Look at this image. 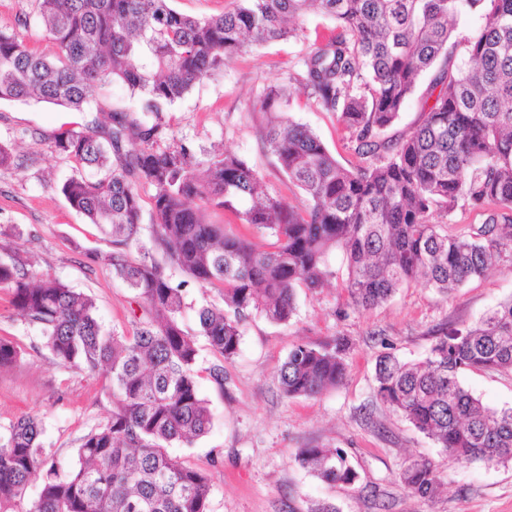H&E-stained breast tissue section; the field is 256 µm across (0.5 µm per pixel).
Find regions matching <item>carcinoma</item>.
I'll use <instances>...</instances> for the list:
<instances>
[{
    "instance_id": "1",
    "label": "carcinoma",
    "mask_w": 512,
    "mask_h": 512,
    "mask_svg": "<svg viewBox=\"0 0 512 512\" xmlns=\"http://www.w3.org/2000/svg\"><path fill=\"white\" fill-rule=\"evenodd\" d=\"M36 2L34 21L53 51L37 54L0 30V101L82 111L94 86L114 81L136 98V108L61 128L52 140L80 167L61 193L109 238L112 251L101 260L144 301L149 318L130 336L111 333L91 296L52 277L34 282L20 257H0V287L12 290L18 313L39 326L61 364L91 376L106 371L113 403L66 465L41 446L40 422L12 424L0 437V512H207L208 478L171 453L192 446L212 423L198 387L196 336L180 320L185 287L219 289L223 306L201 307L197 323L229 361L241 352L249 317L285 324L298 289L324 287L333 252L343 256V288L356 308L412 284L448 296L483 275L512 247V0H237L203 18L177 12L170 0ZM309 13L332 19L336 34L308 52L295 81L343 125L358 165L339 164L314 131L284 115L286 83L264 90L260 137L303 191L300 207L268 193L238 155L207 160L200 177L189 146L161 145L164 113L178 99L246 49L296 36L290 22ZM471 16L477 28L455 39L459 21ZM434 67L421 121L405 135L385 136ZM144 185L153 189L147 240ZM195 199L238 214L273 242L259 249L226 233L191 206ZM460 206L486 219L455 231L432 222L435 212ZM169 263L186 279L174 282ZM349 349L343 336L294 344L277 370L283 395L315 398L343 384ZM19 356L0 339V368ZM471 369L512 374V298L472 326L442 328L418 360L380 353L376 397L457 465L512 462V407L490 408L469 392L460 375ZM294 461L328 485L357 480L341 448H299ZM38 472L40 493L27 502ZM399 478L422 498L442 485L429 457Z\"/></svg>"
}]
</instances>
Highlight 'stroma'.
<instances>
[{"label": "stroma", "mask_w": 512, "mask_h": 512, "mask_svg": "<svg viewBox=\"0 0 512 512\" xmlns=\"http://www.w3.org/2000/svg\"><path fill=\"white\" fill-rule=\"evenodd\" d=\"M35 7V0H0V29L17 31L31 49L46 53L51 45L43 29L19 25ZM334 26L322 15H306L297 23L300 38L247 49L222 72L197 83L164 115L168 142L190 143L202 162L225 151L240 155L257 169L270 194L301 205L303 192L263 148L259 129L265 117L255 105L264 88L301 69L314 43L330 36ZM93 95L101 111L0 103V143L14 154L13 164L0 167V255H20L30 275L59 279L92 296L105 327L128 336L144 318V303L113 279L101 260L111 251L110 242L60 193L61 182L76 166L51 144L52 133L67 123L88 125L103 120L104 109L135 104L117 82L97 87ZM288 115L309 125L340 164L358 163L335 116L296 85ZM328 268L326 288L298 291L297 311L288 323L251 317L234 360L222 361L205 338L197 340L198 385L213 422L192 447L173 453L208 476L209 512H308L316 500L334 503L340 512H512V463L458 468L433 441L374 398L375 358L383 345L404 357L420 356L442 326L474 324L512 297V252H503L483 276L454 294L414 285L367 309L348 303L340 253L330 255ZM334 336L352 342L345 383L314 399L283 396L275 374L292 345H317ZM0 338L20 351L16 364L0 370V433L21 417H36L44 427L47 453L71 462L82 437L112 412L108 379L58 363L40 329L13 309L7 288H0ZM217 363L224 366L220 385L207 372ZM462 382L489 407L512 406V375L469 370ZM309 447L346 450L359 473L357 483L331 487L301 470L293 455ZM422 456L434 459L445 478L442 492L432 499L414 495L399 480L402 467Z\"/></svg>", "instance_id": "35a3bbf8"}]
</instances>
